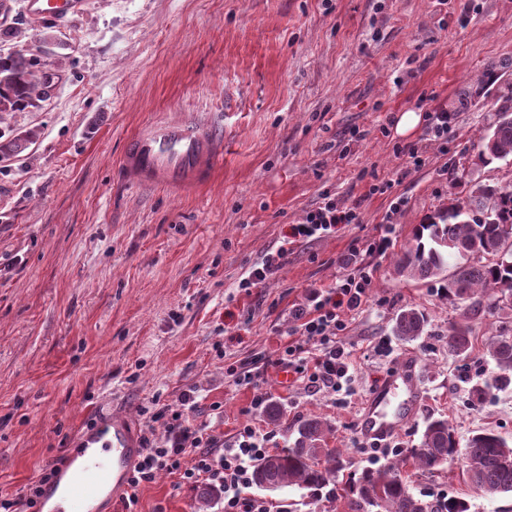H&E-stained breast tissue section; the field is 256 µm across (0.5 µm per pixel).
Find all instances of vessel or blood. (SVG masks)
Masks as SVG:
<instances>
[{
	"instance_id": "1",
	"label": "vessel or blood",
	"mask_w": 512,
	"mask_h": 512,
	"mask_svg": "<svg viewBox=\"0 0 512 512\" xmlns=\"http://www.w3.org/2000/svg\"><path fill=\"white\" fill-rule=\"evenodd\" d=\"M82 7L83 0H26L29 15L44 20L75 16ZM223 158V133L210 117L197 114L140 126L126 143L120 168L131 185L184 191L209 182ZM417 380V362L407 356L378 382L359 418L365 439L385 441L413 417L420 402ZM141 452L128 419L104 418L76 436L42 499L62 495L51 512H105L124 493Z\"/></svg>"
}]
</instances>
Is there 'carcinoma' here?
Here are the masks:
<instances>
[{
	"instance_id": "cac0c4a2",
	"label": "carcinoma",
	"mask_w": 512,
	"mask_h": 512,
	"mask_svg": "<svg viewBox=\"0 0 512 512\" xmlns=\"http://www.w3.org/2000/svg\"><path fill=\"white\" fill-rule=\"evenodd\" d=\"M49 83L48 76L33 69L23 53L0 56V112H14L42 97L38 89ZM496 120L480 138L478 159L488 165L495 160H512V87L500 92ZM31 134L0 142V156L24 150ZM512 188L478 184L464 199L454 198L443 211L426 217L417 225L395 261L401 277L414 281L438 280L448 300L455 304L456 317L448 325V353L465 357L472 345L474 326L499 308L498 287H512ZM427 322L414 308L401 310L395 319L396 335L414 340L426 331ZM486 352L494 362L503 384L512 383V336L486 339ZM328 424L316 418L302 423L293 446L260 461L254 470V484L261 489H320L344 467V453L330 448ZM512 443L499 433L482 430L459 447L448 419L429 420L420 443L407 449L397 462L376 469H364L345 493L350 512H468L460 499L431 503L415 494L404 477L411 465L432 473L461 453L471 463L472 488L485 496L512 493Z\"/></svg>"
}]
</instances>
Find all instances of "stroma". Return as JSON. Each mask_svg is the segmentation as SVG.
<instances>
[{
  "mask_svg": "<svg viewBox=\"0 0 512 512\" xmlns=\"http://www.w3.org/2000/svg\"><path fill=\"white\" fill-rule=\"evenodd\" d=\"M25 46L54 79L36 105L0 113L1 139L33 135L0 159V492L24 496L102 414L126 415L141 434L142 406L155 396L178 404L194 386V424L228 440L255 424L274 454L293 446L306 419L327 422L329 447L349 461L331 483L344 491L370 464L359 448L362 407L407 355L422 402L396 444L417 445L427 419L441 415L459 443L482 429L512 440V386H495L482 345L512 334V307L484 320L468 357L452 356L455 310L439 282L394 267L450 193L512 184V164L483 165L474 149L494 119L492 88L463 96L492 66L512 84V0H87L80 15L55 22L33 20L25 0H0V55ZM437 107L457 115L447 146L422 126L397 134L401 112ZM193 113L224 128V163L210 184L177 192L122 180L132 132ZM410 144L424 163L409 172L401 149ZM386 181L390 191L370 194ZM326 193L358 205V223L295 244L275 277L240 291ZM398 196L407 204L391 244L368 252ZM352 251L371 287L341 337L352 366L338 399L271 361L289 340V309L306 289L333 284ZM410 307L427 331L405 341L393 325ZM379 337L390 351L375 349ZM256 362L268 365L259 387L224 375ZM476 385L485 391L477 403ZM261 392L273 396L278 422L252 412ZM410 480L416 491L465 499L469 512H512L511 495L476 493L458 458ZM247 494L290 512H341L308 489ZM136 512H199L197 493L163 474L141 488Z\"/></svg>",
  "mask_w": 512,
  "mask_h": 512,
  "instance_id": "35a3bbf8",
  "label": "stroma"
}]
</instances>
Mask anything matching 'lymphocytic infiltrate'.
I'll list each match as a JSON object with an SVG mask.
<instances>
[{"label":"lymphocytic infiltrate","instance_id":"lymphocytic-infiltrate-1","mask_svg":"<svg viewBox=\"0 0 512 512\" xmlns=\"http://www.w3.org/2000/svg\"><path fill=\"white\" fill-rule=\"evenodd\" d=\"M359 221L356 206L324 195L321 203L309 210L274 250L268 251L260 265L254 266L239 286L259 287L288 262L294 244L321 238L341 224ZM342 276L329 288L309 289L303 301L288 312L292 338L281 349L275 364L299 375L313 392L341 391L349 376L351 362L339 339L350 316L367 302L370 279L358 266L355 256L341 260ZM197 389H190L179 406L153 401L143 408L148 418L147 432L141 440L142 454L128 477L129 506L138 503V492L159 475L178 476L189 488L209 487L223 496L224 512H271L268 502L243 496L252 483V466L269 454L266 438L249 424L241 425L230 447H221L207 427L192 424L189 414L198 405Z\"/></svg>","mask_w":512,"mask_h":512}]
</instances>
